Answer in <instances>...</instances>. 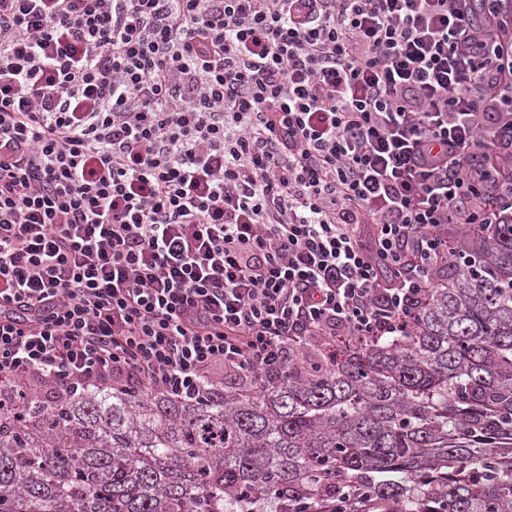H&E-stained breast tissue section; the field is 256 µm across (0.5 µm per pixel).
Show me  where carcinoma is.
Here are the masks:
<instances>
[{
    "instance_id": "carcinoma-1",
    "label": "carcinoma",
    "mask_w": 512,
    "mask_h": 512,
    "mask_svg": "<svg viewBox=\"0 0 512 512\" xmlns=\"http://www.w3.org/2000/svg\"><path fill=\"white\" fill-rule=\"evenodd\" d=\"M408 336L193 403L89 389L0 426V512H512V223Z\"/></svg>"
}]
</instances>
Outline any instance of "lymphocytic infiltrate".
<instances>
[{
    "mask_svg": "<svg viewBox=\"0 0 512 512\" xmlns=\"http://www.w3.org/2000/svg\"><path fill=\"white\" fill-rule=\"evenodd\" d=\"M0 0V418L413 329L512 218L502 0Z\"/></svg>",
    "mask_w": 512,
    "mask_h": 512,
    "instance_id": "f902f5d3",
    "label": "lymphocytic infiltrate"
}]
</instances>
